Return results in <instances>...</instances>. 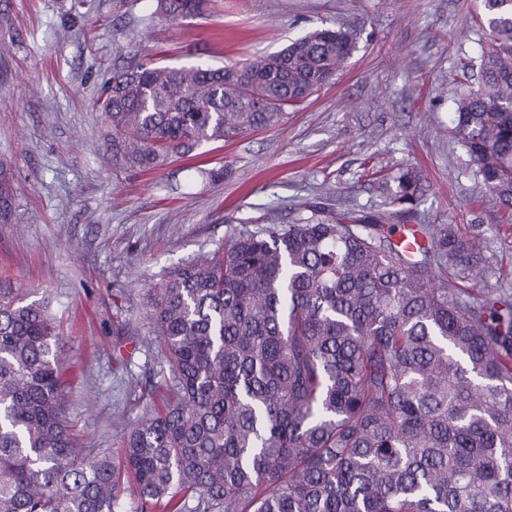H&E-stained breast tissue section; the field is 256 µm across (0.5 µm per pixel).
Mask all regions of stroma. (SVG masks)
<instances>
[{
    "instance_id": "obj_1",
    "label": "stroma",
    "mask_w": 512,
    "mask_h": 512,
    "mask_svg": "<svg viewBox=\"0 0 512 512\" xmlns=\"http://www.w3.org/2000/svg\"><path fill=\"white\" fill-rule=\"evenodd\" d=\"M157 0H0V160L17 192L0 223V280L46 299L73 383L81 445L117 435L153 402L131 377L160 369L146 293L171 268L270 216L390 212L381 184L411 167L424 193L405 225L479 228L512 273V226L474 179L449 88L476 56L480 0H204L155 18ZM355 30L346 68L281 125L199 146L192 159L114 173L100 84L146 52L171 67L285 48L322 24Z\"/></svg>"
}]
</instances>
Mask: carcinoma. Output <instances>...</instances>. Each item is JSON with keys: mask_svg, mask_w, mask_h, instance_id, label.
Here are the masks:
<instances>
[{"mask_svg": "<svg viewBox=\"0 0 512 512\" xmlns=\"http://www.w3.org/2000/svg\"><path fill=\"white\" fill-rule=\"evenodd\" d=\"M476 82L455 135L512 221V0H481ZM202 0H157L169 20ZM357 33L322 25L222 67L143 56L105 80L112 168L148 171L204 143L279 124L342 71ZM411 210L420 178H394ZM15 182L0 163V220ZM385 215L321 207L240 232L164 276L148 310L158 403L121 463L78 446L63 337L45 302L0 281V512H512V289L459 224L405 252ZM498 276L502 285L488 287Z\"/></svg>", "mask_w": 512, "mask_h": 512, "instance_id": "carcinoma-1", "label": "carcinoma"}]
</instances>
